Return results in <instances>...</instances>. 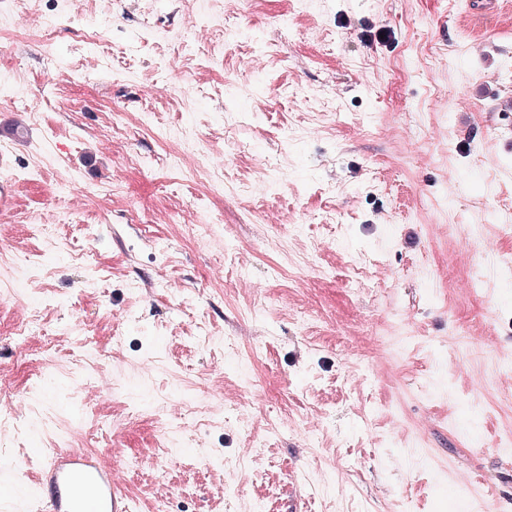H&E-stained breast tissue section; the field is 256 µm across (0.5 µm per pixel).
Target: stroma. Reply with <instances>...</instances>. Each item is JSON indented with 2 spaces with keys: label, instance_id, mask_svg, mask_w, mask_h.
Wrapping results in <instances>:
<instances>
[{
  "label": "stroma",
  "instance_id": "1",
  "mask_svg": "<svg viewBox=\"0 0 512 512\" xmlns=\"http://www.w3.org/2000/svg\"><path fill=\"white\" fill-rule=\"evenodd\" d=\"M473 2L67 0L111 29L80 51L12 39L0 0L25 97L0 87V280L34 261L0 296V372L31 399L0 428L5 512H37L53 446L136 461L134 512H512V0ZM203 325L258 347L249 381ZM178 380L198 399L176 412ZM159 415L193 467L158 470Z\"/></svg>",
  "mask_w": 512,
  "mask_h": 512
}]
</instances>
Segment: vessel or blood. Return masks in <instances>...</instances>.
Here are the masks:
<instances>
[{"instance_id":"vessel-or-blood-1","label":"vessel or blood","mask_w":512,"mask_h":512,"mask_svg":"<svg viewBox=\"0 0 512 512\" xmlns=\"http://www.w3.org/2000/svg\"><path fill=\"white\" fill-rule=\"evenodd\" d=\"M34 485L48 512H129L130 502L114 475L111 449L59 450Z\"/></svg>"}]
</instances>
